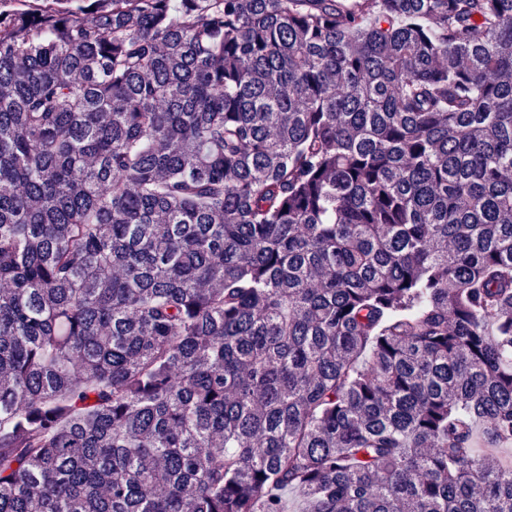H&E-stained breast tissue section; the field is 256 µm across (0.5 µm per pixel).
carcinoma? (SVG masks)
<instances>
[{
  "mask_svg": "<svg viewBox=\"0 0 512 512\" xmlns=\"http://www.w3.org/2000/svg\"><path fill=\"white\" fill-rule=\"evenodd\" d=\"M0 512H512V0H0Z\"/></svg>",
  "mask_w": 512,
  "mask_h": 512,
  "instance_id": "cac0c4a2",
  "label": "carcinoma"
}]
</instances>
